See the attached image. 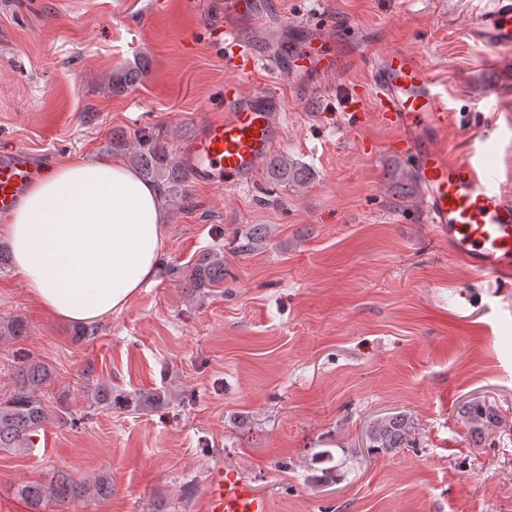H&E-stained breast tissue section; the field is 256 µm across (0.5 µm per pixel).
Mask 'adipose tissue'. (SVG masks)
<instances>
[{
  "instance_id": "ef3b65f1",
  "label": "adipose tissue",
  "mask_w": 512,
  "mask_h": 512,
  "mask_svg": "<svg viewBox=\"0 0 512 512\" xmlns=\"http://www.w3.org/2000/svg\"><path fill=\"white\" fill-rule=\"evenodd\" d=\"M168 213L122 161L67 160L0 216L13 268L47 313L91 324L122 310L159 269Z\"/></svg>"
}]
</instances>
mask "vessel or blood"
<instances>
[{
	"label": "vessel or blood",
	"mask_w": 512,
	"mask_h": 512,
	"mask_svg": "<svg viewBox=\"0 0 512 512\" xmlns=\"http://www.w3.org/2000/svg\"><path fill=\"white\" fill-rule=\"evenodd\" d=\"M479 22L471 40L487 48H512V0H477ZM224 54L233 75L224 83L225 113L197 122L179 147L182 164L196 184H250L277 149L283 134L284 100L266 87L280 73L277 59L255 51L232 25L224 27ZM368 81L358 101L373 100L395 148L410 161L423 193L425 221L447 239L450 254L498 288L512 289V195L507 194L488 142L495 123L472 133L463 152L448 143V93L412 54L364 51ZM288 71L292 81L333 78L348 66L324 32L303 40ZM39 169L22 148L0 155V214L9 212ZM205 512H269L252 483L228 469L213 475Z\"/></svg>",
	"instance_id": "b4317fda"
}]
</instances>
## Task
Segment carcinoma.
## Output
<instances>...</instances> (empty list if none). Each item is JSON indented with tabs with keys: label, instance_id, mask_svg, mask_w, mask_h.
<instances>
[{
	"label": "carcinoma",
	"instance_id": "obj_1",
	"mask_svg": "<svg viewBox=\"0 0 512 512\" xmlns=\"http://www.w3.org/2000/svg\"><path fill=\"white\" fill-rule=\"evenodd\" d=\"M112 150L128 154L131 163L141 176L158 183L166 196H188L189 176L168 151L165 144L154 137H138V144L126 141L125 134L112 135ZM268 167L272 174L286 184H302L307 178V170L285 155L270 157ZM266 228L257 226L240 245V251L247 252L263 243ZM224 279V253L211 251L197 259L192 269L186 273L185 285L195 290L209 288ZM26 326L16 318L0 323V338L24 336ZM23 381L8 395L0 396V448L24 449L32 446V440L45 424L57 421L62 424L74 422L72 414L56 411L40 398L43 387L50 379L48 368L21 353ZM93 404L103 410L112 409V386L100 381L87 385ZM463 417L468 429L477 435L499 426L495 410L478 398L467 401L462 406ZM412 426L409 417L401 412L376 418L365 431L366 447L372 451H394L413 447ZM111 482L101 477L93 482L76 481L70 475L57 472L47 482H29L18 488V495L28 505L31 512H41L49 503L63 508L74 500L87 498L100 499L111 494Z\"/></svg>",
	"mask_w": 512,
	"mask_h": 512
}]
</instances>
